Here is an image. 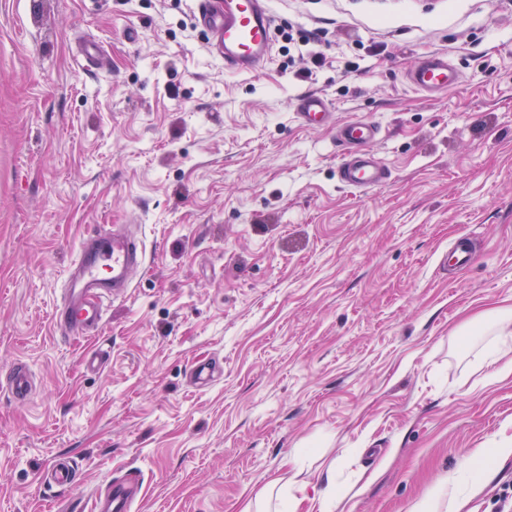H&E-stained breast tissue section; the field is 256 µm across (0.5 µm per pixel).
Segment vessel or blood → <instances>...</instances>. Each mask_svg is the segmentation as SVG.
Wrapping results in <instances>:
<instances>
[{"instance_id": "b4317fda", "label": "vessel or blood", "mask_w": 512, "mask_h": 512, "mask_svg": "<svg viewBox=\"0 0 512 512\" xmlns=\"http://www.w3.org/2000/svg\"><path fill=\"white\" fill-rule=\"evenodd\" d=\"M201 23L211 34L217 53L227 71L250 75L271 59V15L264 0H203ZM410 85L432 94L458 82L456 70L447 58L426 55L408 71ZM295 116L309 127L330 124L327 102L318 94L301 95ZM336 147L341 157L337 176L341 183L356 190L378 189L387 185L388 166L372 150L379 139V124L350 120L334 126ZM145 263V252L131 234L110 229L84 238L72 261L65 281V298L54 312V327L67 336L84 337L99 330L104 321L105 300L126 293L132 275ZM18 400L32 391L31 378L23 365H16L0 381ZM79 467L70 458H59L40 476L41 485L67 488L73 485ZM138 489L128 483H113L105 497L93 500L90 512H130Z\"/></svg>"}]
</instances>
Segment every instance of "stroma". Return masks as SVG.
Masks as SVG:
<instances>
[{
    "instance_id": "stroma-1",
    "label": "stroma",
    "mask_w": 512,
    "mask_h": 512,
    "mask_svg": "<svg viewBox=\"0 0 512 512\" xmlns=\"http://www.w3.org/2000/svg\"><path fill=\"white\" fill-rule=\"evenodd\" d=\"M200 7L0 0V369L35 376L29 400L0 391V512H69L129 471L132 512H239L295 464L309 501L335 470L336 512L439 488L501 512L512 377L483 356L512 306V0H268L273 61L246 76ZM427 54L461 83L411 88ZM305 92L381 126L388 185L338 182L330 127L294 116ZM113 224L144 267L99 336L57 333L80 242ZM462 238L478 257L454 271ZM205 359L224 373L198 387ZM61 456L80 480L40 486Z\"/></svg>"
}]
</instances>
